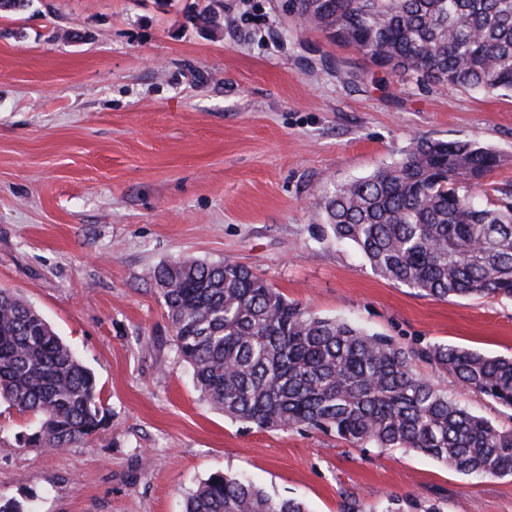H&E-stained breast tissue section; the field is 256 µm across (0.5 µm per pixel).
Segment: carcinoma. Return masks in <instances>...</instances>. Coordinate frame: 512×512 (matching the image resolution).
<instances>
[{
	"instance_id": "cac0c4a2",
	"label": "carcinoma",
	"mask_w": 512,
	"mask_h": 512,
	"mask_svg": "<svg viewBox=\"0 0 512 512\" xmlns=\"http://www.w3.org/2000/svg\"><path fill=\"white\" fill-rule=\"evenodd\" d=\"M291 12L387 75L512 93V0H289ZM500 161L475 140L419 138L400 159L323 201L338 241L379 275L436 299L512 300V205L480 198ZM197 386L260 429H329L354 446L404 448L463 475L512 476V428L471 414L415 359L512 408V357L430 344L407 350L289 301L234 261L154 271ZM0 399L42 419L24 445L56 450L104 420L93 373L31 306L0 289ZM185 512H308L251 481L211 474Z\"/></svg>"
}]
</instances>
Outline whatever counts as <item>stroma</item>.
<instances>
[{
	"mask_svg": "<svg viewBox=\"0 0 512 512\" xmlns=\"http://www.w3.org/2000/svg\"><path fill=\"white\" fill-rule=\"evenodd\" d=\"M215 7L219 28L187 23ZM365 67L290 15L288 0H31L0 15V288L37 310L95 375L102 427L55 451L23 446L39 416L0 402V501L30 512H185L211 473L241 475L308 512L425 502L512 512V476L462 475L334 432L258 429L213 408L179 355L164 264L226 259L288 300L405 347L512 356V301L437 300L377 275L336 240L321 200L421 137L475 139L512 199V97ZM416 372L502 426L512 410Z\"/></svg>",
	"mask_w": 512,
	"mask_h": 512,
	"instance_id": "stroma-1",
	"label": "stroma"
}]
</instances>
